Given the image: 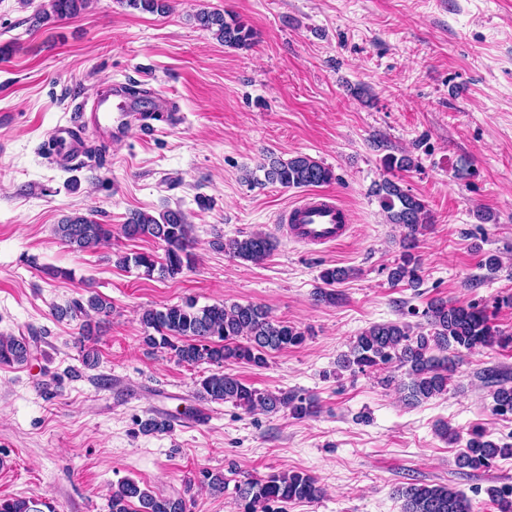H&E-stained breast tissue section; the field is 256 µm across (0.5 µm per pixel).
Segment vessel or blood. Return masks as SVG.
I'll return each instance as SVG.
<instances>
[{
	"label": "vessel or blood",
	"instance_id": "1",
	"mask_svg": "<svg viewBox=\"0 0 512 512\" xmlns=\"http://www.w3.org/2000/svg\"><path fill=\"white\" fill-rule=\"evenodd\" d=\"M135 112L124 90L101 98L91 109H78L69 125L56 128L49 137L52 145L66 143L72 155L84 153L81 131L86 126L98 128L102 138L120 137L133 126ZM288 237L302 245H334L351 233L348 211L333 194L310 191L290 204L284 212Z\"/></svg>",
	"mask_w": 512,
	"mask_h": 512
}]
</instances>
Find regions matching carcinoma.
<instances>
[{
	"instance_id": "obj_1",
	"label": "carcinoma",
	"mask_w": 512,
	"mask_h": 512,
	"mask_svg": "<svg viewBox=\"0 0 512 512\" xmlns=\"http://www.w3.org/2000/svg\"><path fill=\"white\" fill-rule=\"evenodd\" d=\"M90 0H51L50 9L34 16V25L50 19L72 18L83 13ZM120 3L143 12L166 14L169 0H120ZM199 25L224 45L249 49L254 45V30L237 16L220 11L201 10L196 14ZM387 171H407L416 167L407 154L387 153L381 158ZM264 179L249 178L257 185L277 183L283 188H313L336 180L334 171L305 155L288 160L268 157L262 166ZM388 221L405 229L402 252L389 268L388 281L393 286L401 283L411 288L422 284L419 258L413 253L417 235L427 228L429 213L425 202L404 190L398 182L385 179L374 190ZM122 234L130 239L148 237L163 250L159 257L150 253H126L117 264L144 269L148 276L158 273L162 278L182 274L191 261L193 245L192 226L184 212L167 208L157 215L145 211L130 212L121 225ZM56 234L75 251H86L104 246L112 239V230L78 212L66 217L56 226ZM215 245L231 256L259 263L274 249L273 238L262 231L243 238L218 240ZM351 270L327 267L320 272L323 287L316 292V300L334 305L340 300L334 286L347 279ZM108 317L112 305L98 294L77 298L65 308L55 309L54 316L63 320L82 319L79 335L89 339L95 327L89 312ZM427 332L414 334L410 326L399 322L379 323L363 330L353 341L349 351L339 360L344 369L364 372L371 368L396 366L405 369L407 382L401 384L405 399L419 404L448 390V380L456 360L464 352H473L493 345H512V333L500 329L486 306L478 301L466 304L434 300L423 311ZM140 322L144 329L143 341L150 348L170 350L177 360L188 365L208 364L217 370L203 377L196 390L199 399L206 402H231L245 410L257 407L267 412L287 410L295 419H304L315 413L314 401L296 393L260 392L249 387L237 375L224 371L228 362L244 363L262 368L268 356L277 351L300 346L306 340L305 332L297 326L274 318L261 304L222 303L197 306L188 298L180 303L143 310ZM34 339L25 336H0V365H22L33 354ZM454 355H448V350ZM493 410L499 415H512V386L499 385L493 392ZM145 434L164 433L171 429L168 418L148 417L136 421ZM512 456V447L499 445L487 432L476 428L469 433L465 449L456 459L461 469L487 468L498 457ZM198 483L214 493L224 492V475L208 470L200 471ZM237 496L246 501L247 512H267L269 503L313 501L322 489L311 475L288 471L264 479H247L235 486ZM404 499L403 512H471L469 500L460 491L448 485L411 486L400 492ZM0 512H57L50 501L24 497L0 498ZM109 512H186L183 497L167 496L127 479L112 490Z\"/></svg>"
}]
</instances>
